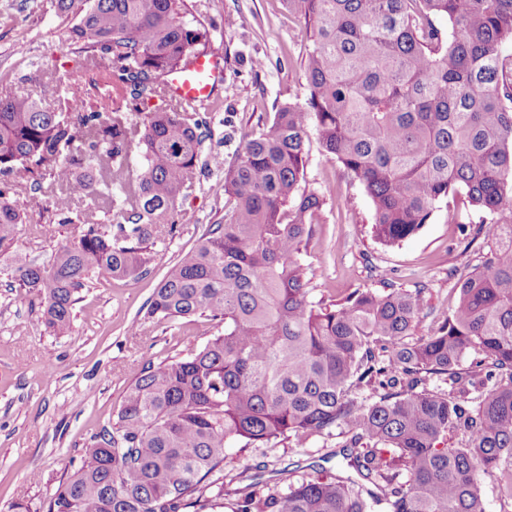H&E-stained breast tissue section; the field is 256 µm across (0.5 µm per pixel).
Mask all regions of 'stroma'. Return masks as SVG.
Here are the masks:
<instances>
[{
  "instance_id": "1",
  "label": "stroma",
  "mask_w": 512,
  "mask_h": 512,
  "mask_svg": "<svg viewBox=\"0 0 512 512\" xmlns=\"http://www.w3.org/2000/svg\"><path fill=\"white\" fill-rule=\"evenodd\" d=\"M189 2L209 29L215 53L226 57L224 82L206 105L210 135L201 156L218 153L231 161L278 105L306 95V30L282 0ZM75 21L74 14L58 13L51 0H0V97L28 92L44 107L55 105L79 75L81 56L68 38ZM306 148L304 186L332 190L302 259L311 299L338 298L356 288L379 291L387 280L410 291L421 287L429 313L416 333L434 334L439 316L456 301L450 271L479 263L492 226L478 230L457 223L443 204L414 236L381 245L360 183L326 157L316 134H309ZM55 193L52 187L33 190L19 178L12 194L24 217L12 247L45 266L78 233L76 226L58 223ZM181 203L191 218L155 239L148 273L94 276L61 333L45 325L39 298L17 287L9 258L0 253V512H12L18 501L41 512L74 473L91 438L115 420L142 367L186 356L218 334L217 326L202 319L161 323L147 314L166 272L228 214L223 169L202 168ZM342 442L335 432L259 448L233 445L219 474L229 491L220 512H234L232 491L243 482L257 483L263 494L283 493L289 483L319 470H338L332 453Z\"/></svg>"
}]
</instances>
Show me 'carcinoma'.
I'll list each match as a JSON object with an SVG mask.
<instances>
[{
	"label": "carcinoma",
	"instance_id": "carcinoma-1",
	"mask_svg": "<svg viewBox=\"0 0 512 512\" xmlns=\"http://www.w3.org/2000/svg\"><path fill=\"white\" fill-rule=\"evenodd\" d=\"M310 42L308 93L276 107L224 169L232 208L163 277L160 322L223 327L198 351L148 365L117 419L85 448L46 512H203L210 476L233 444L307 441L340 429V453L366 481L320 474L284 493L249 491L236 512H485L480 476L512 502V0H285ZM78 21V89L50 112L28 93L0 99V248L23 222L12 176L62 188L73 243L47 266L13 252L18 286L63 331L95 274L146 271L157 226L182 223L207 113L163 97L168 77L210 52L187 0H57ZM448 22L443 31L440 21ZM140 121L131 120L132 115ZM360 182L375 239L416 234L443 202L494 227V244L456 272L454 305L432 336L407 341L423 289L356 288L313 301L302 256L331 189L300 188L309 130ZM137 148V169L129 166ZM79 196L112 199V224L81 220ZM468 368H461L465 358ZM448 392L427 387V377ZM479 392L469 404L470 389ZM367 389L370 397L361 396Z\"/></svg>",
	"mask_w": 512,
	"mask_h": 512
}]
</instances>
